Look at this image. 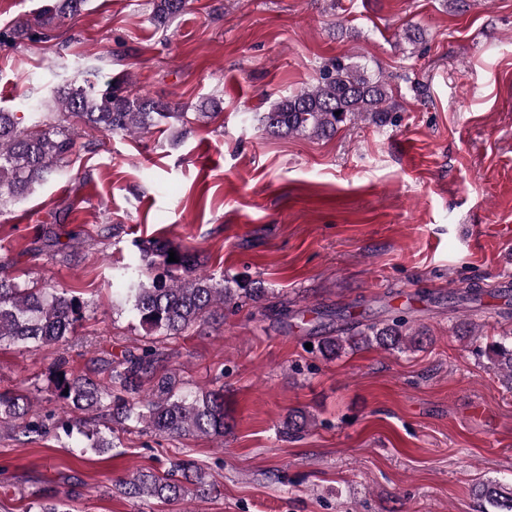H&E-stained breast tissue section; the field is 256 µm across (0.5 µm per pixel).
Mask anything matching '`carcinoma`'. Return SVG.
Here are the masks:
<instances>
[{
  "label": "carcinoma",
  "instance_id": "carcinoma-1",
  "mask_svg": "<svg viewBox=\"0 0 512 512\" xmlns=\"http://www.w3.org/2000/svg\"><path fill=\"white\" fill-rule=\"evenodd\" d=\"M86 0H54L40 10L34 20H21L13 27L0 28V43L17 39L31 43L46 40V32L67 17L80 12ZM189 0H154V19L160 26L183 13ZM98 68L81 74L80 84L69 82L51 90L49 98H27L22 108L31 115L30 126L17 113L0 109V205L31 193L36 185L67 174L70 156L77 140L75 126L86 125L106 135L141 136L155 127L170 129L188 123L184 107L148 95L127 90L124 78L102 84L96 78ZM388 90L385 83L372 77L348 58H338L320 74L317 84L280 98L260 113L265 131L277 136L305 135L329 138L354 121L383 125L389 118L385 107ZM212 99L200 101L194 120L206 123L218 114ZM140 260L152 268L159 264L167 274L149 282L133 271L122 275L123 297L131 315L145 330L147 341L122 357H96L80 372L61 371L55 378L57 396L85 417L61 428L72 444L81 448H110L111 437L88 428L89 417L102 414L124 429L140 426L170 438L184 436L224 437L229 430L224 414V389L183 393L176 380L162 375L155 390L140 395L143 380L154 376L163 353L154 345V337H176L194 326L213 319L218 310L239 307L246 298L254 303L265 300L267 288L259 279H219L200 271L193 253L176 250L178 261H169L171 246L159 239L137 244ZM85 303L66 290L27 288L20 285L0 264V342L7 340L28 348L59 345L73 335L85 317ZM420 343L411 333L406 312L396 309L382 323L364 325L351 336H324L318 351L325 357L341 353L344 346L356 348L373 344L386 351H404ZM480 354L489 359L512 385V336H501ZM34 400L20 392L0 393V427L26 438L46 429L43 418L33 413ZM309 416L302 409L288 413L281 434L292 438L308 427ZM114 488L131 499L179 502L189 494L209 493L205 470L191 459L171 463L170 472L159 474L139 471L119 478ZM477 500L490 505L493 512H512V488L497 481L476 487Z\"/></svg>",
  "mask_w": 512,
  "mask_h": 512
}]
</instances>
